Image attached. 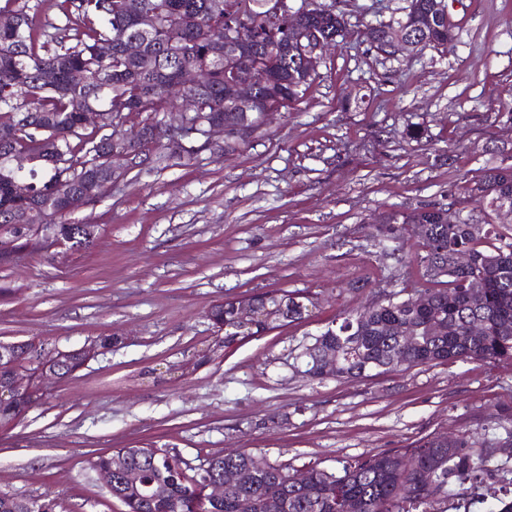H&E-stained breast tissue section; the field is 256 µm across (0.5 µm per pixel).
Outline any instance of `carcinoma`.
<instances>
[{"label": "carcinoma", "instance_id": "carcinoma-1", "mask_svg": "<svg viewBox=\"0 0 512 512\" xmlns=\"http://www.w3.org/2000/svg\"><path fill=\"white\" fill-rule=\"evenodd\" d=\"M286 0H64L66 24L49 34L46 24L29 14L19 0H5L0 16H13L0 25V159L28 156L27 197L13 189L8 165H0V237L13 243V253L44 251L56 241L75 251L90 248L95 226L68 219L91 198L109 191L112 174L102 157L113 135H127L138 165L164 170L177 160L197 154L194 148L172 144L161 132L164 115L183 94L195 108L189 122L200 131L248 123L251 131L263 124L266 112H277L300 100L317 75L316 62L305 60L327 39L346 38L343 15L332 7L313 8L295 17L284 9ZM243 22L252 38L250 52L235 54L227 32ZM448 0H410L407 13L369 28L376 51L394 55L448 45ZM144 46L140 58L127 55L124 42ZM199 72L198 84L180 87L184 69ZM55 80L48 83L44 73ZM84 75L75 82L72 75ZM253 80L256 104L243 111L234 97L240 82ZM96 109L105 122L87 130L86 112ZM143 116L140 125L125 132L131 113ZM470 201L485 213L481 224L458 218L448 223L447 211L436 205L396 210L377 227L383 240L402 248L413 226L421 227V251L406 267L429 269L445 265L461 249L469 254L465 268H448V276L427 277L423 302L415 307L408 288L392 291L354 311L346 312L315 338L307 349L304 374L315 379L365 378L375 372L407 371L448 360L512 359V239L495 231L497 209L512 204V165L484 167L473 176ZM96 184L94 194L87 183ZM28 226H13L18 215ZM479 283L482 302L472 305L470 287ZM255 317L241 321L234 301L211 307L207 317L224 332V343L267 333L284 322L303 318L314 305L283 289L248 298ZM480 317L486 332L473 334L469 324ZM414 337L406 345L402 337ZM39 349L40 363L68 378L84 364L80 349ZM336 354V371L315 369L327 352ZM20 350L9 366L0 368V383L18 369L32 370L33 359ZM45 398L34 385L15 398L0 402V427L18 422ZM493 439L481 444L460 436L450 444L428 436L402 451L367 454L339 468H307L306 484L290 482L291 467L250 454L214 455L206 469L188 474L190 467L167 448L153 444L105 451L91 462L94 470L115 477L112 498L125 512H445L451 482L481 483L493 457ZM232 473L234 482L224 499L204 493L209 478ZM478 512H512V496L490 486L478 500ZM58 504L46 495L19 500L0 494V512H56Z\"/></svg>", "mask_w": 512, "mask_h": 512}]
</instances>
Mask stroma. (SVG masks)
Listing matches in <instances>:
<instances>
[{"mask_svg": "<svg viewBox=\"0 0 512 512\" xmlns=\"http://www.w3.org/2000/svg\"><path fill=\"white\" fill-rule=\"evenodd\" d=\"M330 3L349 35L300 101L237 149L128 172L72 216L94 225L90 249L0 266V342L116 338L0 429V494H48L58 512H122L89 460L135 442L196 468L242 452L302 469L436 433L504 437L512 360L313 380L303 352L342 312L398 289L380 215L460 203L479 218L470 178L512 165V0H451L456 41L395 57L366 32L408 0H309ZM414 126L417 141L405 134ZM275 288L313 298L310 315L219 347L209 308Z\"/></svg>", "mask_w": 512, "mask_h": 512, "instance_id": "obj_1", "label": "stroma"}]
</instances>
